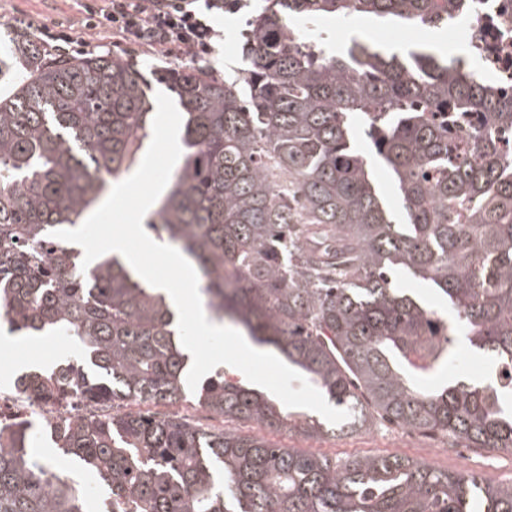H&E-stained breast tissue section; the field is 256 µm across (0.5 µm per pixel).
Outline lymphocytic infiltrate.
I'll use <instances>...</instances> for the list:
<instances>
[{
  "label": "lymphocytic infiltrate",
  "instance_id": "f902f5d3",
  "mask_svg": "<svg viewBox=\"0 0 512 512\" xmlns=\"http://www.w3.org/2000/svg\"><path fill=\"white\" fill-rule=\"evenodd\" d=\"M81 22L103 34L113 47L138 49L171 61L202 59L219 32L211 23L224 0H88Z\"/></svg>",
  "mask_w": 512,
  "mask_h": 512
}]
</instances>
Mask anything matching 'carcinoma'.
Returning <instances> with one entry per match:
<instances>
[{
	"mask_svg": "<svg viewBox=\"0 0 512 512\" xmlns=\"http://www.w3.org/2000/svg\"><path fill=\"white\" fill-rule=\"evenodd\" d=\"M472 2L263 0L239 79L165 75L186 113L184 159L149 228L194 265L216 318L349 412L339 434L380 418L451 447L512 452V159L495 136L512 130V94L453 54L400 57L360 41L342 56L315 53L286 19L371 14L444 28ZM18 52L26 68L0 93V310L12 334L66 336L79 351L17 380L44 400L175 405L187 357L167 297L119 254L84 268L52 236L134 163L153 110L144 75L109 55ZM448 112L474 116L467 136L435 119ZM356 116L397 182L403 224L351 143ZM397 269L432 285L451 320L396 287ZM461 333L495 376L427 386ZM203 404L226 422L329 434L221 372ZM8 430L0 512H88L84 490L29 450V426L0 436ZM52 437L108 487L112 512H512V484L400 454L305 453L176 414L62 420Z\"/></svg>",
	"mask_w": 512,
	"mask_h": 512,
	"instance_id": "carcinoma-1",
	"label": "carcinoma"
}]
</instances>
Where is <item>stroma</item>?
<instances>
[{
	"mask_svg": "<svg viewBox=\"0 0 512 512\" xmlns=\"http://www.w3.org/2000/svg\"><path fill=\"white\" fill-rule=\"evenodd\" d=\"M83 2L84 0H0V53L9 52L14 42L36 36L39 24H48L55 20L79 21ZM252 15L253 10L248 7L238 13H227L218 18L215 27L220 36L214 43L212 54L197 61H183V69L204 71L219 80L235 78L237 71L247 66L239 52V41ZM321 28L328 35L323 48L330 52L345 51L355 39L396 53L417 44L435 47L443 45L452 54L465 51L463 34L451 35L447 30L433 28L423 31L389 19L363 17L341 20L331 17L322 23ZM355 146L373 169L378 189L395 219H403L402 199L365 135H357ZM62 349V342L52 336L41 337L26 345L14 343L6 348L0 346V385L6 384L8 376L17 375L25 367H47L59 362ZM457 350L454 362L442 374L443 379L466 378L477 384L483 383L494 368L493 361L473 351L467 337L463 335L457 338ZM33 431L39 444V455L53 460L58 472L73 477L81 487L90 489V512H107L111 502L109 490L101 486L88 469L57 453L46 425L34 424ZM268 438L289 448L323 453L340 459L354 455L372 456L398 452L452 472L475 473L502 485L512 484L510 452H491L483 448H448L441 436H428L388 423L376 422L361 432L335 437L327 435L319 439H307L296 434L272 432Z\"/></svg>",
	"mask_w": 512,
	"mask_h": 512,
	"instance_id": "stroma-1",
	"label": "stroma"
}]
</instances>
